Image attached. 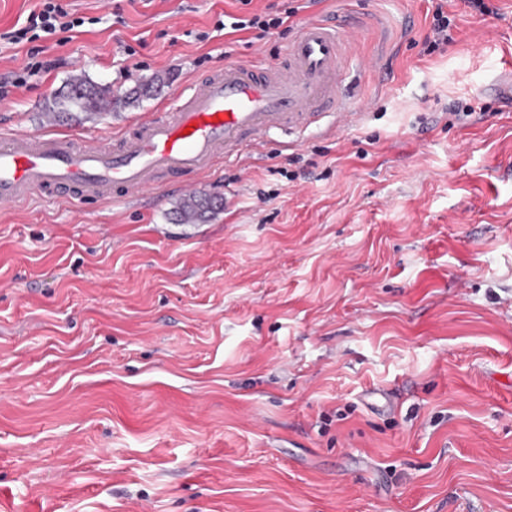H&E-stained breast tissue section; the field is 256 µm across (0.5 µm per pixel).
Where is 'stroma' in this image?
I'll return each mask as SVG.
<instances>
[{
  "label": "stroma",
  "instance_id": "1",
  "mask_svg": "<svg viewBox=\"0 0 512 512\" xmlns=\"http://www.w3.org/2000/svg\"><path fill=\"white\" fill-rule=\"evenodd\" d=\"M0 46V136L117 140L336 0H56ZM364 13L340 131L275 132L120 201L0 208V512H512V0ZM454 40L418 47L436 6ZM284 16L271 34L226 16ZM132 106L54 116L74 76ZM477 107L455 123L451 102ZM222 198L203 224L185 185ZM55 0H42V9L39 12H33L29 17L28 25L16 31H7L0 34V41L6 44H19L27 38L28 33L33 32L30 39H38L41 36L36 33L37 30L52 35L57 28H74L80 26L82 21L79 19L62 21L69 17V13L60 5L54 3ZM29 39V38H27Z\"/></svg>",
  "mask_w": 512,
  "mask_h": 512
}]
</instances>
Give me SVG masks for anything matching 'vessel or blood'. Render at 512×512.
<instances>
[{
    "instance_id": "obj_1",
    "label": "vessel or blood",
    "mask_w": 512,
    "mask_h": 512,
    "mask_svg": "<svg viewBox=\"0 0 512 512\" xmlns=\"http://www.w3.org/2000/svg\"><path fill=\"white\" fill-rule=\"evenodd\" d=\"M359 31L358 17L347 10L304 22L275 62L249 69L225 61L174 111L142 121L113 143L83 145L56 132L1 140L0 205L36 191L132 197L157 176L202 173L275 130L300 132L325 117L351 126L358 115L345 111L339 90Z\"/></svg>"
}]
</instances>
